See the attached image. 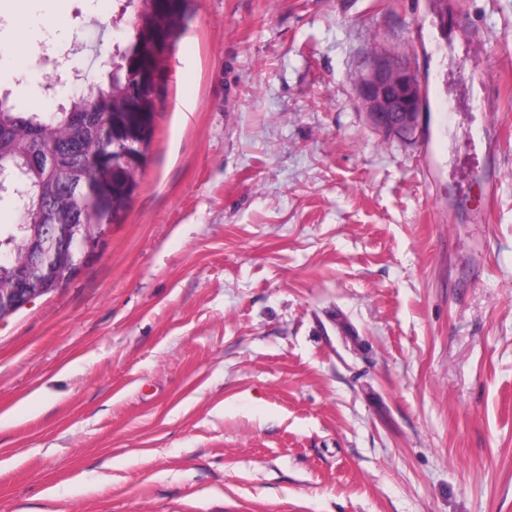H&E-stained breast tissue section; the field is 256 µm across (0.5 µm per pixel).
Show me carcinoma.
Masks as SVG:
<instances>
[{
  "mask_svg": "<svg viewBox=\"0 0 512 512\" xmlns=\"http://www.w3.org/2000/svg\"><path fill=\"white\" fill-rule=\"evenodd\" d=\"M187 0L170 6L163 0H123L121 15H129L132 39L116 46L112 77L89 100L73 94L56 112H15L0 106V165L19 166L24 175L0 193V205L17 214L12 224H0V254L25 257L31 232L47 239L55 224H76L79 235L94 236L119 220L138 187L135 179L112 184V163L119 153L98 136L107 122L136 130L140 113L156 118L151 92L139 84L142 74L164 70L169 48L183 28ZM141 129V128H139ZM155 123L141 129L142 155H147Z\"/></svg>",
  "mask_w": 512,
  "mask_h": 512,
  "instance_id": "cac0c4a2",
  "label": "carcinoma"
}]
</instances>
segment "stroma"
Instances as JSON below:
<instances>
[{"label": "stroma", "instance_id": "obj_1", "mask_svg": "<svg viewBox=\"0 0 512 512\" xmlns=\"http://www.w3.org/2000/svg\"><path fill=\"white\" fill-rule=\"evenodd\" d=\"M120 13L0 0V97L106 84ZM138 180L0 320V512H512V0H188ZM419 88V80L413 73L384 58L377 59L358 84L370 122L391 132L416 129L420 115L416 107ZM394 115L400 119L396 124L390 120Z\"/></svg>", "mask_w": 512, "mask_h": 512}]
</instances>
